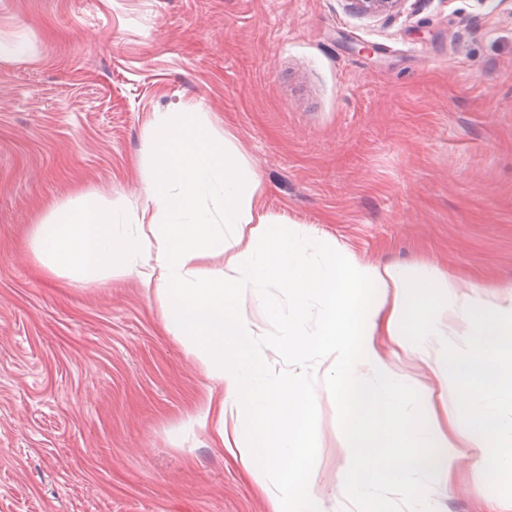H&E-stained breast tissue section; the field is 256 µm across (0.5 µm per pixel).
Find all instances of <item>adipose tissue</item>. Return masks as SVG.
Returning <instances> with one entry per match:
<instances>
[{"mask_svg":"<svg viewBox=\"0 0 512 512\" xmlns=\"http://www.w3.org/2000/svg\"><path fill=\"white\" fill-rule=\"evenodd\" d=\"M153 174L144 203L133 218L104 211L95 197L33 225L31 249L40 265L88 285L106 274L135 276L160 301L168 335L183 339L212 381L205 416L213 417L220 443L245 435V455L253 468L278 475L276 512H314L308 475L309 415L314 395L305 382L273 377L263 369V352L249 321L238 311L245 297H259L274 282L288 291L287 310L270 308L279 320V344L302 356L332 357L340 381L355 395L345 467L344 492L363 512H377L374 489L392 481L414 504L425 502L418 484V460L431 457L435 472L450 471L453 443L437 429L432 406L401 412L404 380L381 361L370 345L378 313L388 335H427L434 313L466 320L469 340L485 353L477 362L449 355L432 371L440 390L468 387L458 407V429L480 450L512 472V424L495 420L486 401L512 374L502 361L512 356V321L488 313L472 316L453 281L402 265H360L335 247L323 245L258 203V173L235 154L229 141L212 137L178 112L156 113ZM213 205H205V198ZM227 254V272H210L205 260ZM429 289L428 305L414 291ZM379 290L371 299V290ZM319 324L308 330L311 310ZM369 365L363 374L361 365Z\"/></svg>","mask_w":512,"mask_h":512,"instance_id":"ef3b65f1","label":"adipose tissue"}]
</instances>
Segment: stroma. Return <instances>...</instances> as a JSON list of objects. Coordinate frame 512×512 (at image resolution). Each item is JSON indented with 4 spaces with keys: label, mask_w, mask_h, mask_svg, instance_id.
<instances>
[{
    "label": "stroma",
    "mask_w": 512,
    "mask_h": 512,
    "mask_svg": "<svg viewBox=\"0 0 512 512\" xmlns=\"http://www.w3.org/2000/svg\"><path fill=\"white\" fill-rule=\"evenodd\" d=\"M0 512H275L203 414L211 382L133 276L85 286L46 271L30 227L83 196L139 210L152 120L186 112L259 174L266 211L362 265L447 274L474 313H512V0H0ZM242 314L271 374L297 376L267 304ZM424 349L370 341L407 386L429 359L481 357L441 316ZM316 512H357L338 476L348 393L310 358ZM457 444L429 512H512V477L476 478ZM403 0H351L354 8L362 15L379 16L397 10Z\"/></svg>",
    "instance_id": "stroma-1"
}]
</instances>
